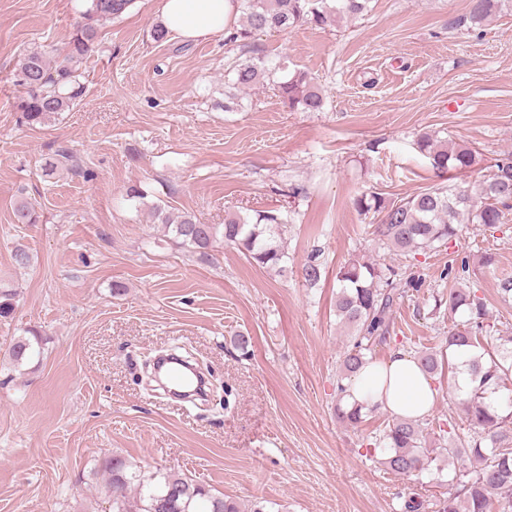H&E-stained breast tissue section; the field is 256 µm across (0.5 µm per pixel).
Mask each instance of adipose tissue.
<instances>
[{
  "label": "adipose tissue",
  "mask_w": 512,
  "mask_h": 512,
  "mask_svg": "<svg viewBox=\"0 0 512 512\" xmlns=\"http://www.w3.org/2000/svg\"><path fill=\"white\" fill-rule=\"evenodd\" d=\"M166 29L184 39L223 34L234 16L232 0H158ZM439 397L434 379L402 349L384 361L367 362L349 388V403L376 407L393 417L425 419Z\"/></svg>",
  "instance_id": "adipose-tissue-1"
}]
</instances>
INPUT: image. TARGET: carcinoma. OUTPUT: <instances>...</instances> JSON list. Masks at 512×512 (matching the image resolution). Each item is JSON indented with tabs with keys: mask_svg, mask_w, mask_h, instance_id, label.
I'll return each instance as SVG.
<instances>
[{
	"mask_svg": "<svg viewBox=\"0 0 512 512\" xmlns=\"http://www.w3.org/2000/svg\"><path fill=\"white\" fill-rule=\"evenodd\" d=\"M368 0H233L243 23L230 39L246 41L258 31H284L304 24L322 27L342 17L357 18ZM506 0H477L471 22L481 24L502 9ZM134 0H88L85 23L67 43L62 59L51 62L39 51L23 57L16 85L20 95L15 109L31 127L47 123L51 117L73 109L84 93L79 69L91 51L97 25L122 15ZM235 88L251 87L274 76L261 58L233 68ZM278 92L288 107L304 112H319L324 97L315 79L296 71L277 81ZM418 148L429 159L437 177L454 172L463 174L477 167L480 154L474 148L453 141L441 142L430 133H422ZM72 161L67 150L43 164L47 176ZM489 174L473 192L462 186H438L399 202L387 201L373 193L355 200L356 208L380 216L373 234L382 244L402 251H426L449 244L458 235L459 225L479 224L494 229L503 210L512 206V151L504 152L488 166ZM155 214L173 239L190 249L201 261L211 260L212 243L222 237L224 243L242 250L256 265L275 267L284 257L277 243L282 219L263 211L251 218L232 214L221 225L199 224L188 213L174 216L161 207ZM17 224L40 222L38 205L27 199L14 209ZM322 274L321 263L312 255L302 267V276L310 285ZM336 315L351 330L350 345L343 354L341 375L337 379L336 419L349 426L362 422L359 405L348 407L344 397L348 385L372 351L384 344L394 324V306L410 292H420L425 279L414 272L405 277L390 265L352 258L336 273ZM18 292L0 284V321L11 318ZM467 313V319L448 326V354L465 353L455 365L465 375L466 387L455 386L461 396L465 418L478 435L470 440L448 441L438 436L427 441L417 420L394 418L383 430L380 442L385 450L384 467L406 478L432 469L440 472L445 459L466 458L469 464L454 471L448 495L431 503V512H512V405L496 398L505 381L512 376V337L490 338L480 354V334L488 316L486 300L466 288L448 289V313ZM44 340L40 332L27 330L13 338L3 357L19 368L41 355ZM425 372L434 374L451 360L436 351L419 356ZM112 512H159L158 500L168 496L175 503L172 512H241L237 502L211 492L205 485L175 471H145L127 458L114 454L105 459Z\"/></svg>",
	"mask_w": 512,
	"mask_h": 512,
	"instance_id": "obj_1",
	"label": "carcinoma"
}]
</instances>
